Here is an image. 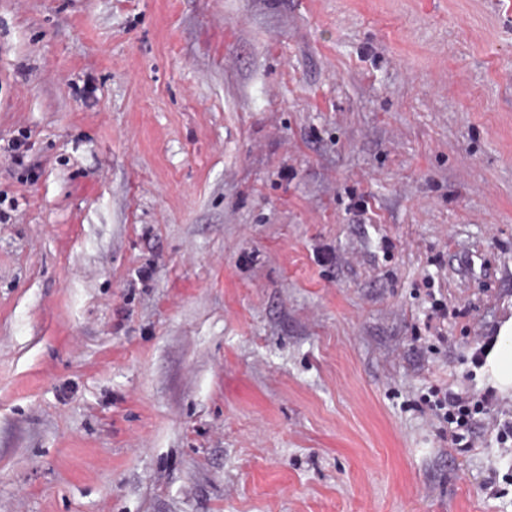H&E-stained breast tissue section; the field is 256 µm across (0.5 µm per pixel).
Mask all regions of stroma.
I'll return each instance as SVG.
<instances>
[{"label": "stroma", "mask_w": 512, "mask_h": 512, "mask_svg": "<svg viewBox=\"0 0 512 512\" xmlns=\"http://www.w3.org/2000/svg\"><path fill=\"white\" fill-rule=\"evenodd\" d=\"M0 206V512H512V0H0ZM492 341L493 337L475 348L471 355V363L475 367L483 365V374L498 392L505 395L512 394V317L500 327L493 347L490 349ZM484 394L481 399H474L469 395L452 392L438 386H431L422 401L433 412L441 426L440 435L452 447H461L468 444L466 434L469 433L476 416L482 413L483 404L491 398L492 391Z\"/></svg>", "instance_id": "obj_1"}]
</instances>
